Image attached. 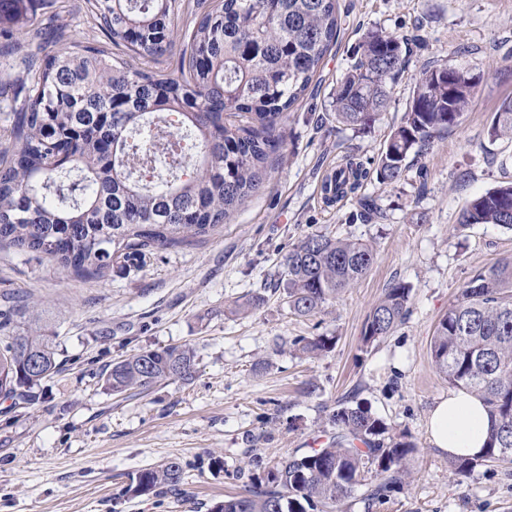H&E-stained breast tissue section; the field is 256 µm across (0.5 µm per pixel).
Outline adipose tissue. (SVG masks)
Wrapping results in <instances>:
<instances>
[{"label":"adipose tissue","instance_id":"ef3b65f1","mask_svg":"<svg viewBox=\"0 0 512 512\" xmlns=\"http://www.w3.org/2000/svg\"><path fill=\"white\" fill-rule=\"evenodd\" d=\"M491 425L480 398L463 390L449 391L432 409L428 433L432 443L454 456L478 454Z\"/></svg>","mask_w":512,"mask_h":512}]
</instances>
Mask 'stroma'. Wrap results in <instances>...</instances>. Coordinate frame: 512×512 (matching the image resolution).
<instances>
[{
	"label": "stroma",
	"mask_w": 512,
	"mask_h": 512,
	"mask_svg": "<svg viewBox=\"0 0 512 512\" xmlns=\"http://www.w3.org/2000/svg\"><path fill=\"white\" fill-rule=\"evenodd\" d=\"M47 39H0V139L32 77L31 56L74 41L107 45L86 0H28ZM340 36L303 99L288 114L285 146L265 182L210 236L120 263L107 279L62 274L43 256L0 247V309L36 306L56 338L59 370L30 405L0 398V512H210L282 456L328 444L339 404H362L389 436L415 445L411 476L379 501L359 487L342 512H512V464L455 471L433 445L429 412L448 382L432 362L439 320L473 274L512 257V231L460 227L474 197L512 182V141L489 129L512 98V0H338ZM408 40L409 64L386 112L366 132L337 122L332 95L368 31ZM450 64L483 75L459 123L410 155L400 181L384 182L378 159L412 102L423 67ZM367 177L329 206L320 185L345 158ZM322 232L374 250L367 274L317 315L288 307L277 282L288 248ZM410 289L405 322L364 345L368 315L386 288ZM259 308H248L254 295ZM327 334L320 357L293 340ZM190 345L187 384L115 395L101 376L142 349ZM185 470L179 491L135 497L139 470L169 459Z\"/></svg>",
	"instance_id": "obj_1"
}]
</instances>
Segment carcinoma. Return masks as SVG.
<instances>
[{
  "label": "carcinoma",
  "instance_id": "carcinoma-1",
  "mask_svg": "<svg viewBox=\"0 0 512 512\" xmlns=\"http://www.w3.org/2000/svg\"><path fill=\"white\" fill-rule=\"evenodd\" d=\"M112 44L131 52L73 42L44 54L33 83L0 149V244L40 254L63 271L102 279L119 259L142 260L206 237L224 225L263 184L270 156L284 147V126L307 90L340 28L337 0H196L201 13L183 22L182 0H87ZM23 0H0V37L40 36L30 18L18 24ZM177 56L167 74L140 63ZM398 37L367 33L363 51L336 85V120L358 130L386 111L391 85L406 69ZM476 85L448 78L445 65L421 72L412 103L378 160L384 181L401 179L414 150L457 125ZM490 135L512 138V99L496 112ZM348 161L336 170L333 203L360 185ZM495 224L512 230V183L475 199L460 226ZM372 247L360 240L310 233L283 257L286 298L299 316L322 312L370 269ZM410 289H385L369 314L363 341L393 332L408 314ZM0 396L33 403L36 389L59 369L54 337L39 314L24 329L0 312ZM336 337L301 340L321 356ZM448 383L477 395L491 426L483 453L455 457L460 475L486 463L512 461V258L476 273L430 343ZM36 359L39 366L30 364ZM196 355L188 345L143 349L112 364L105 389L121 394L161 381L192 380ZM336 437L323 448L280 458L248 489L211 512H339L375 470L370 497L382 499L405 482L414 449L358 404L331 415ZM184 479L180 461L141 470L128 492L174 490Z\"/></svg>",
  "mask_w": 512,
  "mask_h": 512
}]
</instances>
